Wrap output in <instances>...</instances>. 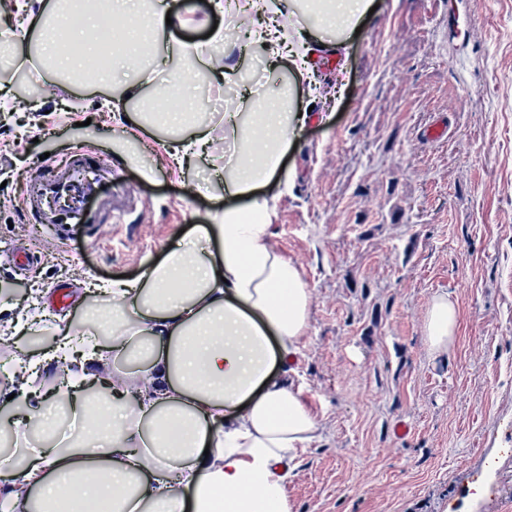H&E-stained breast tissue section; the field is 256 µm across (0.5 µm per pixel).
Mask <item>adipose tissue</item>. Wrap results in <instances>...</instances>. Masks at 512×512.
<instances>
[{
    "label": "adipose tissue",
    "mask_w": 512,
    "mask_h": 512,
    "mask_svg": "<svg viewBox=\"0 0 512 512\" xmlns=\"http://www.w3.org/2000/svg\"><path fill=\"white\" fill-rule=\"evenodd\" d=\"M302 0H271L276 27L255 34L257 43L284 47L299 75H312L336 40L368 14L371 0H328L317 19L328 39L290 40ZM131 20L120 44L149 45L152 63L168 54L188 68L232 74L213 63L204 45L187 46L179 31L198 26L194 6L171 14L160 0H47L27 10L10 50L36 59L57 75L102 58L89 41L82 55L70 46L69 18L95 28L102 17ZM313 116L296 111L293 90L230 101L224 138L234 151L215 175L224 206L193 225L190 246L173 245L133 279L94 284L109 297L112 319L86 315L66 323L56 351L31 358L10 384L17 412L6 425L24 444L19 466L0 462V512H94L111 500L112 512H292L285 461L315 438L317 422L288 378V363L306 333L311 294L299 268L269 244L282 186L281 161L296 133ZM164 123L178 166L208 160L205 129L188 131L183 113ZM108 339H101L104 325ZM459 324L456 301L435 295L423 332L438 358L453 347ZM142 361L117 371L112 390L97 397L96 370L106 359ZM59 366L61 393L42 391V373Z\"/></svg>",
    "instance_id": "1"
}]
</instances>
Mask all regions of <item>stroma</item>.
<instances>
[{"label": "stroma", "instance_id": "stroma-1", "mask_svg": "<svg viewBox=\"0 0 512 512\" xmlns=\"http://www.w3.org/2000/svg\"><path fill=\"white\" fill-rule=\"evenodd\" d=\"M376 10L322 68L325 122L299 131L275 200L271 246L312 292L309 326L291 360L318 425L288 463L293 512H441L469 471L492 462L500 490L488 512H512V0H374ZM198 15L228 30L222 45L255 94L294 84L291 63L267 68L234 33L255 18ZM238 85L211 77L179 85L228 160L224 101ZM108 92L56 78L26 109L0 116V290L5 316L29 291L64 286L74 297L51 315L84 316L91 283L133 278L180 230L206 222L210 169H179L147 132L116 165ZM448 137L424 131L437 121ZM103 169L84 201L85 233L56 240L48 203L26 209L46 180L75 171L82 152ZM456 300L457 338L433 360L423 337L431 299ZM409 426L406 436L393 431Z\"/></svg>", "mask_w": 512, "mask_h": 512}]
</instances>
